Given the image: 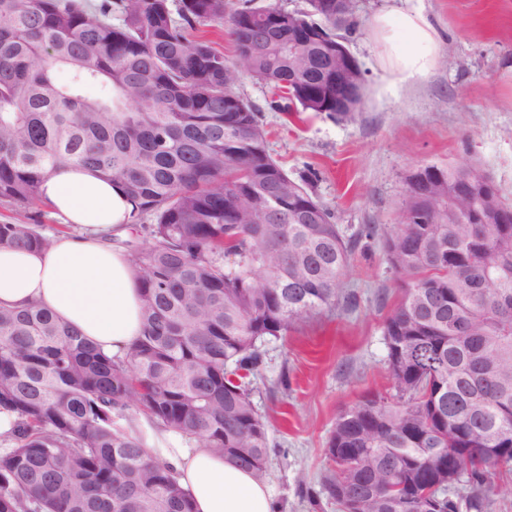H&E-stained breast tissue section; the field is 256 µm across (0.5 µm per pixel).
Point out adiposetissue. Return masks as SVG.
Returning a JSON list of instances; mask_svg holds the SVG:
<instances>
[{"mask_svg": "<svg viewBox=\"0 0 512 512\" xmlns=\"http://www.w3.org/2000/svg\"><path fill=\"white\" fill-rule=\"evenodd\" d=\"M376 17L374 29L387 70L423 78L433 69L436 33L420 10ZM68 233L46 250L0 246V307L37 306L77 327L103 353L124 357L142 330L141 293L128 256L113 247L126 235L131 206L122 190L85 170L49 175L41 188ZM147 450L170 466L194 512H274L267 486L251 472L186 434L153 428Z\"/></svg>", "mask_w": 512, "mask_h": 512, "instance_id": "1", "label": "adipose tissue"}]
</instances>
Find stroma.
I'll return each instance as SVG.
<instances>
[{
	"mask_svg": "<svg viewBox=\"0 0 512 512\" xmlns=\"http://www.w3.org/2000/svg\"><path fill=\"white\" fill-rule=\"evenodd\" d=\"M357 5L346 39L367 82L353 119L268 110L270 87L239 74L273 159L291 177L308 175L343 236L359 240L335 307L261 347L252 399L269 426L264 481L277 512H340L320 493L334 469L330 434L343 410L390 387L383 325L405 283L362 229L399 223L407 177L426 165L478 167L512 203V0H409L439 50L427 78L407 80L388 73L372 28L397 0Z\"/></svg>",
	"mask_w": 512,
	"mask_h": 512,
	"instance_id": "stroma-1",
	"label": "stroma"
}]
</instances>
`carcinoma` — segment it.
<instances>
[{"instance_id":"obj_1","label":"carcinoma","mask_w":512,"mask_h":512,"mask_svg":"<svg viewBox=\"0 0 512 512\" xmlns=\"http://www.w3.org/2000/svg\"><path fill=\"white\" fill-rule=\"evenodd\" d=\"M357 0L336 16L308 0L310 35L288 53V11L229 0H0V200L40 201L44 177L99 173L130 201L147 237L121 242L140 283L142 334L123 359L48 312L0 309V411L18 418L0 452V512H192L171 470L149 458L135 416L182 431L264 478L270 436L249 383L260 346L335 305L353 242L331 209L272 158L259 112L224 54L198 35L224 22L244 68L269 85L271 109L341 112L336 82L308 101L288 71L336 43ZM68 79L59 81L58 71ZM462 186L458 166L426 167ZM407 189L411 222L366 226L409 281L384 324L394 394L336 419L327 454L352 473L360 512H485L489 466L471 462L456 500L435 489L450 448L512 441V232L475 224L480 201L448 187ZM38 223H0V245L46 249ZM470 267L464 280L455 276ZM336 474L322 484L342 512ZM403 486L390 497L388 484Z\"/></svg>"}]
</instances>
